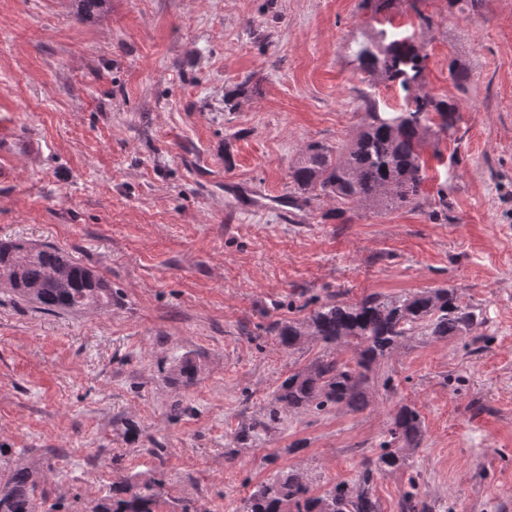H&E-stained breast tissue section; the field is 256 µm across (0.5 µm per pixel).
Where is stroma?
Segmentation results:
<instances>
[{
    "label": "stroma",
    "mask_w": 512,
    "mask_h": 512,
    "mask_svg": "<svg viewBox=\"0 0 512 512\" xmlns=\"http://www.w3.org/2000/svg\"><path fill=\"white\" fill-rule=\"evenodd\" d=\"M419 7L430 27L408 0L378 14L365 0H107L90 14L0 0V240L55 246L113 293L79 313L0 293V446L41 471L58 512L134 474L162 479L156 512H244L288 469L315 495L355 485L403 405L425 436L375 474L380 512L413 488L427 512H512V0ZM382 29L422 45L424 92L460 109L427 138L419 206L289 207L306 145L349 143L364 98L405 110L404 91L357 66ZM428 288L456 289L482 324L405 337L364 411L268 421L281 383L328 352L311 336L285 349L279 325L330 298Z\"/></svg>",
    "instance_id": "obj_1"
}]
</instances>
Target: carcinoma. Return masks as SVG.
Listing matches in <instances>:
<instances>
[{"mask_svg":"<svg viewBox=\"0 0 512 512\" xmlns=\"http://www.w3.org/2000/svg\"><path fill=\"white\" fill-rule=\"evenodd\" d=\"M427 56L408 37L378 39L360 47L359 68L371 77L402 88L408 95L405 111L381 112L367 103L368 123L344 149L311 143L290 167L288 204L299 206L312 194L336 202V215L368 206L377 211L416 206L427 180L421 151L432 124L453 128L459 106L451 99L420 92ZM7 286L45 312L107 309L112 288L104 277L72 260L60 249L24 242L0 243V287ZM482 323V313L464 305L453 288H434L411 295L383 298L370 294L358 302L326 301L301 321L283 324L280 343L293 349L306 336L332 346H359L355 364L330 354L304 372L294 373L280 385L269 410L275 417L280 404L294 410L310 406H346L359 411L367 406L366 386L377 361L392 352L402 339L419 333L432 338L459 336ZM390 439L370 460L356 487L338 483L329 492L311 494L303 473L282 472L257 486L247 512H379L373 499L374 474L407 464L406 448L419 447L423 426L418 412L401 407L392 419ZM40 477L29 466L0 470V512H37L35 492ZM161 481L125 484L112 490L107 501L90 512H156Z\"/></svg>","mask_w":512,"mask_h":512,"instance_id":"1","label":"carcinoma"}]
</instances>
